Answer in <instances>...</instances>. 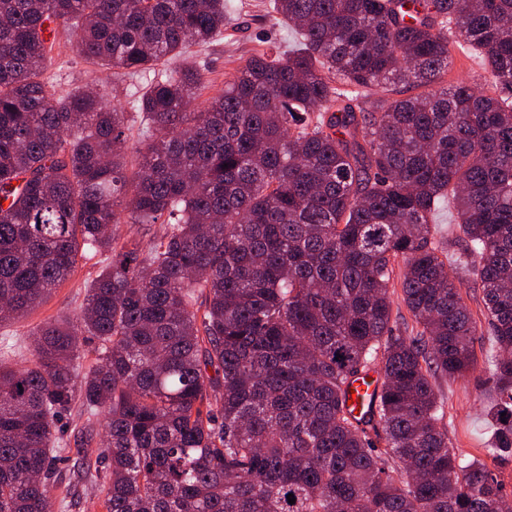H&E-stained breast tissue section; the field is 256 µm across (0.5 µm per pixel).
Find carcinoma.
I'll use <instances>...</instances> for the list:
<instances>
[{
    "mask_svg": "<svg viewBox=\"0 0 512 512\" xmlns=\"http://www.w3.org/2000/svg\"><path fill=\"white\" fill-rule=\"evenodd\" d=\"M300 36L195 106L206 69L156 66L224 31L227 0H0V322L42 303L79 252L108 255L70 324L0 341V512H502L496 468L448 446L433 379L474 362L478 281L493 363L494 463L512 455V0H274ZM82 59L151 73L128 113L53 92ZM465 49L494 92L429 86ZM455 211L461 252L435 241ZM165 233L142 245L121 224ZM419 326L392 332L390 280ZM98 357L82 366V345ZM342 358H337V355ZM380 375L359 420L350 379ZM105 442L51 499L57 423ZM293 495L295 503L288 502Z\"/></svg>",
    "mask_w": 512,
    "mask_h": 512,
    "instance_id": "1",
    "label": "carcinoma"
}]
</instances>
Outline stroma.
<instances>
[{"label":"stroma","mask_w":512,"mask_h":512,"mask_svg":"<svg viewBox=\"0 0 512 512\" xmlns=\"http://www.w3.org/2000/svg\"><path fill=\"white\" fill-rule=\"evenodd\" d=\"M232 3L234 17L231 27L210 43L191 47L186 57L187 63L201 64L208 70L207 86L200 94L204 100L222 94L225 80L260 50L282 49L298 40L291 27L278 21L272 0H232ZM55 55L47 74L59 93L88 85L101 89L108 104L125 107L140 92V77L88 63L70 46H57ZM105 263L103 254L86 253L79 258L75 272L52 290L45 301L26 316L0 328V337L17 338L19 345L24 346L44 323L73 318L82 305L90 280ZM487 345V337L477 336L474 344L477 362L474 367L462 377L451 380L440 376L435 380L443 404L442 424L448 432L450 448L478 457L482 456L492 435L486 414L492 383V367L483 352Z\"/></svg>","instance_id":"1"}]
</instances>
